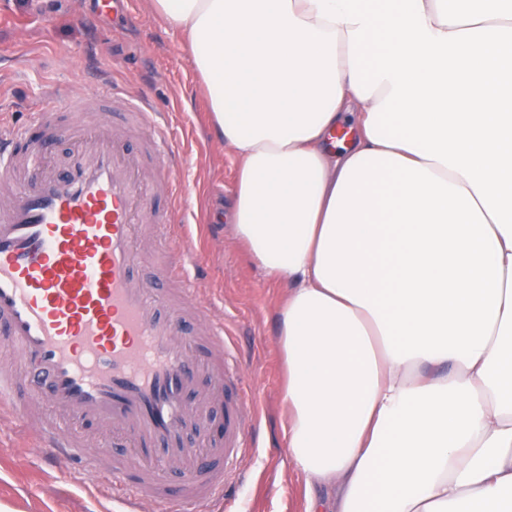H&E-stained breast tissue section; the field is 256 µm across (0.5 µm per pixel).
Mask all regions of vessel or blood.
I'll list each match as a JSON object with an SVG mask.
<instances>
[{"instance_id": "1", "label": "vessel or blood", "mask_w": 512, "mask_h": 512, "mask_svg": "<svg viewBox=\"0 0 512 512\" xmlns=\"http://www.w3.org/2000/svg\"><path fill=\"white\" fill-rule=\"evenodd\" d=\"M89 98L63 103L46 91L31 121L35 136L0 126V345L22 366L21 378L0 375V411L26 422L30 399L41 395L61 417L111 433L126 449L116 459L104 448L85 453L51 427L38 440L78 464L96 458L98 480L111 485L125 512L147 503L158 512L212 503L223 499L250 446L248 394L229 365L223 323L210 320L196 298L187 269L198 255L180 247L163 257L182 283L176 303L162 304L137 276L143 224L166 235L176 213L150 216L141 153L89 111ZM93 98L140 115L159 172L170 176L180 154L158 113L110 88ZM60 134L78 158L67 173L49 152ZM186 311L206 318L204 335H186ZM219 406L221 436L188 447V431L204 428ZM170 460L181 467L173 489L159 474Z\"/></svg>"}]
</instances>
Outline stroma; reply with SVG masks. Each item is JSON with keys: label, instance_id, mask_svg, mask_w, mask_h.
Here are the masks:
<instances>
[{"label": "stroma", "instance_id": "obj_1", "mask_svg": "<svg viewBox=\"0 0 512 512\" xmlns=\"http://www.w3.org/2000/svg\"><path fill=\"white\" fill-rule=\"evenodd\" d=\"M116 85L167 114L185 150L176 170L185 241L199 254L196 294L224 324L231 365L255 395L246 423L255 434L222 501L202 512H303V489L284 437L287 408L277 346L278 310L288 285L270 281L234 237L230 222L236 161L210 132L208 102L183 40L147 0L114 15L95 0H0V123L29 124L45 88L59 100ZM33 432L0 414V507L6 512H123L92 468L74 469L32 447Z\"/></svg>", "mask_w": 512, "mask_h": 512}]
</instances>
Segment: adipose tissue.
Wrapping results in <instances>:
<instances>
[{"label": "adipose tissue", "instance_id": "1", "mask_svg": "<svg viewBox=\"0 0 512 512\" xmlns=\"http://www.w3.org/2000/svg\"><path fill=\"white\" fill-rule=\"evenodd\" d=\"M288 283L305 512H512V0H148Z\"/></svg>", "mask_w": 512, "mask_h": 512}]
</instances>
